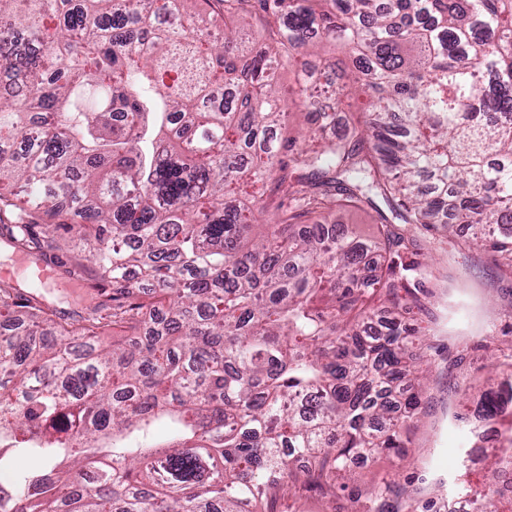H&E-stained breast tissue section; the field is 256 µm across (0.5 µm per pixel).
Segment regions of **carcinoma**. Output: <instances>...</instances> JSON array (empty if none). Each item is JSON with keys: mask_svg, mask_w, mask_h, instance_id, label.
I'll use <instances>...</instances> for the list:
<instances>
[{"mask_svg": "<svg viewBox=\"0 0 512 512\" xmlns=\"http://www.w3.org/2000/svg\"><path fill=\"white\" fill-rule=\"evenodd\" d=\"M193 0H0V230L58 247L51 211L88 222L95 288L112 296L46 339L54 311L0 286V512H265L312 459L326 496L360 462L400 453L427 414L430 380L397 315L367 332L381 291L423 307L399 270L418 240L512 258V0H213L217 37ZM263 11L267 43L233 33ZM329 42L356 59L369 100L352 130L280 157L279 66ZM305 111L336 123L298 72ZM308 171L288 182L289 168ZM288 200L254 234L265 197ZM369 207L378 235L310 224ZM150 299L135 301L136 291ZM125 325L104 348L99 331ZM448 397L469 387L453 377ZM485 426L512 425V351L491 365ZM161 419L164 444L150 442ZM482 459V484L448 512H499L512 431ZM385 477L356 512H406Z\"/></svg>", "mask_w": 512, "mask_h": 512, "instance_id": "obj_1", "label": "carcinoma"}]
</instances>
